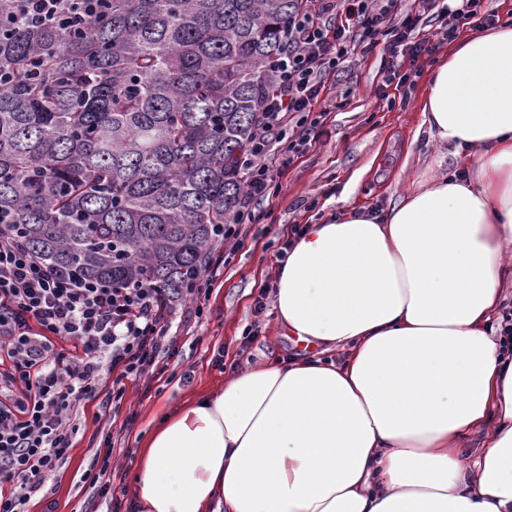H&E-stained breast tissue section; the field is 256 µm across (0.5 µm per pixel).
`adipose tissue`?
Listing matches in <instances>:
<instances>
[{
	"label": "adipose tissue",
	"mask_w": 512,
	"mask_h": 512,
	"mask_svg": "<svg viewBox=\"0 0 512 512\" xmlns=\"http://www.w3.org/2000/svg\"><path fill=\"white\" fill-rule=\"evenodd\" d=\"M421 114L470 173L293 241L274 306L321 356L167 413L139 448L137 512H512V342L487 330L512 276V22L449 49Z\"/></svg>",
	"instance_id": "1"
}]
</instances>
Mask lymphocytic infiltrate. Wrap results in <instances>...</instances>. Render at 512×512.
I'll return each instance as SVG.
<instances>
[{"label":"lymphocytic infiltrate","instance_id":"lymphocytic-infiltrate-1","mask_svg":"<svg viewBox=\"0 0 512 512\" xmlns=\"http://www.w3.org/2000/svg\"><path fill=\"white\" fill-rule=\"evenodd\" d=\"M480 0L450 8L442 0H306L292 22L280 77L264 107L246 161V190L220 237L242 246L241 226L272 182L317 138L327 77L353 56L380 51L383 65L417 61L438 44L421 34L438 21L454 38L459 21L478 16ZM482 16V15H479ZM484 24L494 15L482 16ZM383 35V44L374 35ZM175 307L146 285L117 288L57 268L0 224V512H28L44 501L48 482L67 462L87 405L119 407L125 381L161 375L155 357L170 339ZM71 348H63V341Z\"/></svg>","mask_w":512,"mask_h":512}]
</instances>
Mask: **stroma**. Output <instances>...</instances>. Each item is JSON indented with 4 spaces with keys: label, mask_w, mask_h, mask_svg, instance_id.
Wrapping results in <instances>:
<instances>
[{
    "label": "stroma",
    "mask_w": 512,
    "mask_h": 512,
    "mask_svg": "<svg viewBox=\"0 0 512 512\" xmlns=\"http://www.w3.org/2000/svg\"><path fill=\"white\" fill-rule=\"evenodd\" d=\"M450 46L443 41L406 85L386 82L376 52L352 56L329 77L319 140L278 179L272 197L256 204L244 226L243 248H225L221 274L209 292L178 306L176 348L159 354L166 378L128 379L118 415L103 417L97 404L86 406L50 501L31 503L30 512H112L113 499L95 497L78 482L106 433L115 443L112 486L121 512H133L138 448L163 410L223 388L226 375L307 353L305 344L280 335L273 299L260 296L262 286L275 281L277 253L292 225L317 224L351 208L389 209L401 186L424 176L436 150L414 134L426 78Z\"/></svg>",
    "instance_id": "1"
}]
</instances>
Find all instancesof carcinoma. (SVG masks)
<instances>
[{
	"label": "carcinoma",
	"instance_id": "cac0c4a2",
	"mask_svg": "<svg viewBox=\"0 0 512 512\" xmlns=\"http://www.w3.org/2000/svg\"><path fill=\"white\" fill-rule=\"evenodd\" d=\"M0 0V224L55 265L187 297L304 0Z\"/></svg>",
	"mask_w": 512,
	"mask_h": 512
}]
</instances>
